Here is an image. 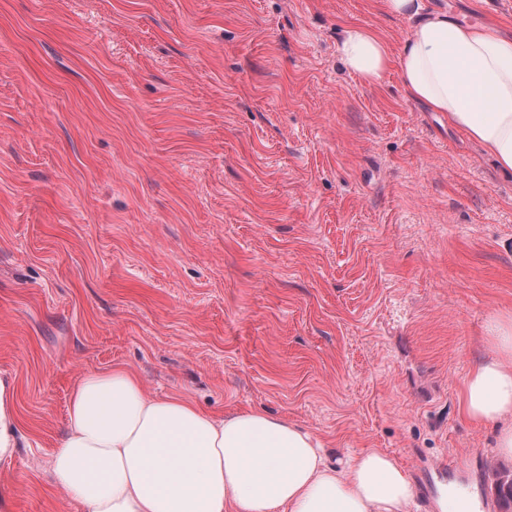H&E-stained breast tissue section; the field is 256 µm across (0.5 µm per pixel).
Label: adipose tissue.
<instances>
[{"mask_svg": "<svg viewBox=\"0 0 512 512\" xmlns=\"http://www.w3.org/2000/svg\"><path fill=\"white\" fill-rule=\"evenodd\" d=\"M379 6L414 21L399 53L353 25L338 48L344 64L366 80L396 65L410 99L447 114L512 172V39L423 13L420 0ZM486 332L493 353L468 376L465 412L494 424L497 455L512 458V317L492 316ZM50 469L85 512H409L414 497L407 471L385 453L364 449L332 465L295 423L151 397L123 368L77 383Z\"/></svg>", "mask_w": 512, "mask_h": 512, "instance_id": "1", "label": "adipose tissue"}]
</instances>
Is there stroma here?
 Instances as JSON below:
<instances>
[{
  "label": "stroma",
  "mask_w": 512,
  "mask_h": 512,
  "mask_svg": "<svg viewBox=\"0 0 512 512\" xmlns=\"http://www.w3.org/2000/svg\"><path fill=\"white\" fill-rule=\"evenodd\" d=\"M512 37V0H423ZM377 0H0V512H83L50 460L71 391L297 424L331 463H448L504 512L466 378L512 315V173L338 53ZM11 403L12 387L0 379V456L11 455L17 447L19 426Z\"/></svg>",
  "instance_id": "35a3bbf8"
}]
</instances>
